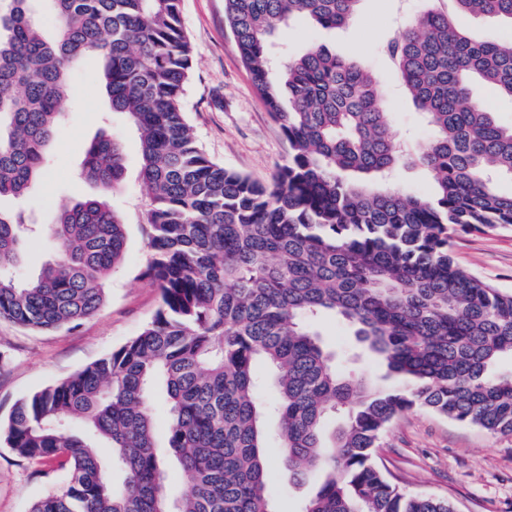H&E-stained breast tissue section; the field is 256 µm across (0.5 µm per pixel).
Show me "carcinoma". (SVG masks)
Here are the masks:
<instances>
[{"label":"carcinoma","instance_id":"cac0c4a2","mask_svg":"<svg viewBox=\"0 0 512 512\" xmlns=\"http://www.w3.org/2000/svg\"><path fill=\"white\" fill-rule=\"evenodd\" d=\"M33 0H0V199H21L49 162L67 115L72 66L95 59L110 107L140 137L149 200L145 275L160 306L139 335L76 374L18 399L0 440L28 461L52 459L62 485L31 512H274L267 448L288 486L323 481L303 512H453L404 492L376 460L391 423L415 408L512 435V291L460 268L459 231L512 228V123L472 93L512 99V40L481 42L454 15L505 17L512 0H446L383 53L432 139L411 157L372 71L324 46L278 60L293 21L333 30L361 0H224V17L290 155L270 184L213 162L182 99L193 66L181 0H48L47 39ZM417 165L429 196L390 187ZM80 178L100 194L63 206L41 228L0 208V320L38 332L77 326L104 301L121 265L125 222L109 197L125 178L120 139L84 148ZM60 257L16 275L37 230ZM353 328L357 345L398 382L377 386L339 367L319 320ZM268 369L269 408L254 368ZM162 391L159 442L151 399ZM278 417L276 433L270 411ZM337 416V427L328 428ZM176 462L184 490L168 489Z\"/></svg>","mask_w":512,"mask_h":512}]
</instances>
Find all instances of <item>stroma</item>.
Masks as SVG:
<instances>
[{
	"mask_svg": "<svg viewBox=\"0 0 512 512\" xmlns=\"http://www.w3.org/2000/svg\"><path fill=\"white\" fill-rule=\"evenodd\" d=\"M396 2L361 0L344 28L329 31L297 22L282 28L278 39L292 54L323 45L373 69L392 125L418 148L428 142L430 132L396 72L378 54L379 45L401 25ZM181 10L193 48L183 107L199 146L225 168L270 182L288 161V143L241 61L224 21V0H182ZM72 84L77 91L74 103L49 151L45 174L24 204L33 219L48 223L63 203L95 193L93 184L76 177L83 149L102 133L120 137L127 177L113 193L112 203L126 222L125 258L104 282L99 311L79 326L40 333L0 321V418L17 399L77 373L137 336L159 305V291L145 275L147 200L136 183L141 163L138 134L125 114L111 112L98 67L77 64ZM452 250L463 269L512 290V229L458 233ZM320 329L342 368L378 375L372 359L356 348L348 326L327 318ZM377 462L405 492L448 499L454 512H512V436L492 435L418 409L384 433ZM62 482L56 463L20 459L0 441V512H30L36 500Z\"/></svg>",
	"mask_w": 512,
	"mask_h": 512,
	"instance_id": "1",
	"label": "stroma"
}]
</instances>
